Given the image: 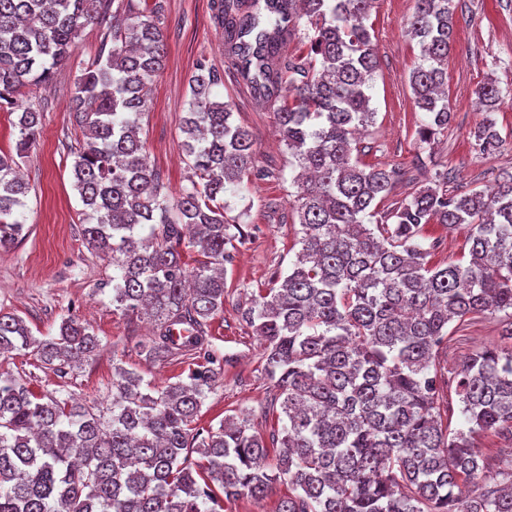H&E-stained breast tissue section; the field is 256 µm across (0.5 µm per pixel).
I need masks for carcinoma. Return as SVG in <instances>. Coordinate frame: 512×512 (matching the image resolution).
I'll use <instances>...</instances> for the list:
<instances>
[{
    "label": "carcinoma",
    "mask_w": 512,
    "mask_h": 512,
    "mask_svg": "<svg viewBox=\"0 0 512 512\" xmlns=\"http://www.w3.org/2000/svg\"><path fill=\"white\" fill-rule=\"evenodd\" d=\"M452 2L415 0L408 20L420 46L409 84L426 114L417 130L425 143L451 120ZM371 6L265 0L264 11L242 13L239 0L217 3L246 85L267 97L285 91L275 114L299 168L301 248L243 313L281 398L268 445L245 416L215 430L194 426L231 361L212 348L209 331L224 311L228 247L249 237L247 212L227 216L224 194L247 190L251 173L268 176L256 168L250 131L213 96L221 74L201 63L188 80L181 148L192 178L170 195L139 137L147 88L164 61L163 2L0 0V105L17 114L18 129L16 154L0 153V248L25 237L30 186L19 159L41 129L26 90L69 59L81 28L110 17L112 45L81 71L70 105L87 138L73 164L82 235L112 259V311L154 319L139 353L186 365L158 387L114 358L112 401L86 407L69 394H37L0 364V512H223L215 489L259 499L279 481L289 494L278 512H512V346L494 342L448 372L463 426L444 423L438 402V357L452 321L499 314L502 335L512 337V172L491 190L453 196L435 186L436 173L372 224L375 201L406 172L353 158L356 131L375 117ZM303 18L310 52H290ZM476 95L485 117L474 142L490 152L502 141L493 118L502 96L491 83ZM431 222L467 229L468 262L428 265ZM28 349L66 376L101 343L72 318L40 339L21 316L0 311V356ZM478 433L501 441L490 475L473 444ZM272 452L277 463L267 468Z\"/></svg>",
    "instance_id": "cac0c4a2"
}]
</instances>
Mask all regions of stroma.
I'll return each mask as SVG.
<instances>
[{
	"label": "stroma",
	"instance_id": "obj_1",
	"mask_svg": "<svg viewBox=\"0 0 512 512\" xmlns=\"http://www.w3.org/2000/svg\"><path fill=\"white\" fill-rule=\"evenodd\" d=\"M163 2L167 54L151 87L141 133L151 167L170 194L188 184L191 172L180 150L181 119L188 109V79L202 62L222 75L214 95L232 104L235 122L253 136L257 167L269 172L267 178L252 179L244 196L230 199L234 211H245L250 235L224 266V311L211 320L210 333L215 349L231 355L233 363L205 399L197 425L215 428L225 416L245 413L253 432L267 438L275 425L277 391L264 375L260 343L241 312L251 294L269 287L274 275L287 273L300 249L291 196L294 170L284 142L274 137L277 120L272 104L250 94L230 65L213 0ZM414 4L415 0L373 2L368 23L379 60L371 101L376 117L360 138L358 158L409 171L416 156H427L435 170L447 172V180L440 183L447 194L489 188L499 174L512 171V0H454L455 37L448 55L452 119L428 144L416 134L424 114L409 85V75L419 63V48L406 25ZM105 34L101 25L83 28L68 61L27 97L41 109L42 132L19 161L32 187L26 235L9 248H0V310L23 317L37 336L54 335L61 320L71 317L87 324L101 342L97 358L73 376L42 368L31 354L13 356L7 367L35 392L60 389L89 405L111 399L113 358H121L126 368L160 386L175 381L183 370L174 361L143 359L137 344L150 338L155 327L148 318L113 312L112 291L106 286L112 265L82 236L83 205L72 178L73 151L82 134L69 121L70 101L77 76L95 60ZM490 81L503 96L494 118L504 143L495 154L485 155L473 148L470 133L483 118L475 91ZM423 235L433 245L430 265L467 260L465 230L431 223ZM448 329L451 340L439 360L442 367L452 369L472 352L498 341L502 325L493 315L453 322Z\"/></svg>",
	"mask_w": 512,
	"mask_h": 512
}]
</instances>
